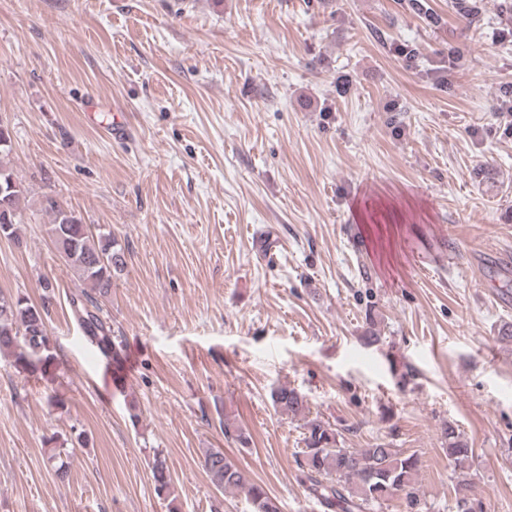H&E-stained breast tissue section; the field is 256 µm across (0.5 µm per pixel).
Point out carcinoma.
Listing matches in <instances>:
<instances>
[{
	"label": "carcinoma",
	"instance_id": "cac0c4a2",
	"mask_svg": "<svg viewBox=\"0 0 512 512\" xmlns=\"http://www.w3.org/2000/svg\"><path fill=\"white\" fill-rule=\"evenodd\" d=\"M24 188L18 186L0 195L11 217L9 236L17 237L18 211ZM49 237L63 232L70 246L64 260L86 288L82 297L72 300L74 320L101 356L116 365L120 348L116 345L112 327L101 315L98 299L112 292V274L126 265L125 249L112 237V231L92 232L86 224H76L61 216L52 206ZM51 344L45 309L23 297L0 296V354L11 356L13 365L29 372L48 384L55 382V354ZM274 411L282 416L303 421L304 448L298 451L296 462L301 471L300 482L318 500L324 512H369L393 498L401 499L406 512H423L418 485L420 458L398 448L377 444L371 448H343L339 445L336 428L319 417H310L306 396L295 387L279 385L271 389ZM448 438V461L458 472L453 487L454 512H484L483 504L473 494V483L465 469L472 449L461 433L450 425L444 429ZM48 460L57 479L63 481L67 470L62 456L67 449L55 446L48 438ZM202 467L220 493L246 490L251 512H280L277 499L259 483L249 482L244 471L222 448H207L202 455ZM155 495L166 501L173 494V479L166 458L157 451L150 467Z\"/></svg>",
	"mask_w": 512,
	"mask_h": 512
}]
</instances>
